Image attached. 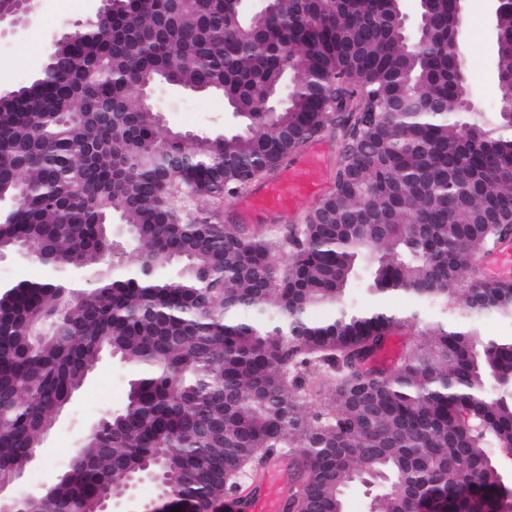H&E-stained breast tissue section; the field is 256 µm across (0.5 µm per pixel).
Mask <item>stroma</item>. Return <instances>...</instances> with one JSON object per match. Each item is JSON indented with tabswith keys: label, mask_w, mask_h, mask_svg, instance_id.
<instances>
[{
	"label": "stroma",
	"mask_w": 512,
	"mask_h": 512,
	"mask_svg": "<svg viewBox=\"0 0 512 512\" xmlns=\"http://www.w3.org/2000/svg\"><path fill=\"white\" fill-rule=\"evenodd\" d=\"M100 6V0H34L33 23L24 31L0 39V94L37 76L43 69L53 35H60L85 23ZM491 0H466L465 17L470 21L466 35L469 67L467 78L471 92L479 99L484 111L500 108V98L494 68V40L490 27ZM159 105L168 127L212 136L224 130V100L201 93L170 92ZM233 197L224 198L215 212L223 223H246L252 234L260 235L272 226L298 223L310 200L297 203L293 211L265 209L251 220H243ZM432 320H444L471 325L479 337L512 336V317L495 313L472 316L455 309H432ZM135 374L132 365L118 357L103 356L88 376L83 387L71 401L33 460L23 469L10 489L12 495H38L54 484L66 470L81 446V437L90 424L103 415L121 408L127 398L129 382Z\"/></svg>",
	"instance_id": "1"
}]
</instances>
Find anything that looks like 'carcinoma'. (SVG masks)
I'll use <instances>...</instances> for the list:
<instances>
[{
	"instance_id": "1",
	"label": "carcinoma",
	"mask_w": 512,
	"mask_h": 512,
	"mask_svg": "<svg viewBox=\"0 0 512 512\" xmlns=\"http://www.w3.org/2000/svg\"><path fill=\"white\" fill-rule=\"evenodd\" d=\"M439 20L419 54L391 23L400 0H278L264 20L225 0L169 19L168 0H121L49 51L40 77L0 106V219L7 251L40 248L98 273L99 298L73 302L56 279L6 288L0 304V472L22 470L103 353L135 365L126 405L51 487L62 512H92L91 489L122 493L147 462L181 484L190 512L236 491L275 452L290 455L293 512H344L355 483L411 480L370 512H501L491 452L512 438V339L477 337L422 311L453 305L512 316V284L476 285L477 256L512 231V117L463 108L445 49L461 20ZM497 72H512V0L497 16ZM163 79L259 102L214 137L158 141L125 125L142 88ZM335 104L336 118L321 102ZM315 131L340 142L334 189L302 223L250 236L205 205L274 175ZM191 165L171 168L167 145ZM118 215L137 262L112 251ZM410 224H429L416 236ZM278 251L291 252L280 267ZM112 270L98 272L104 257ZM178 264L176 279L167 275ZM410 295L417 309L346 304ZM321 308L332 314L318 320ZM417 327L390 370L368 369L394 328Z\"/></svg>"
}]
</instances>
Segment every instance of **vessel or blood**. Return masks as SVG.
Segmentation results:
<instances>
[{
  "label": "vessel or blood",
  "mask_w": 512,
  "mask_h": 512,
  "mask_svg": "<svg viewBox=\"0 0 512 512\" xmlns=\"http://www.w3.org/2000/svg\"><path fill=\"white\" fill-rule=\"evenodd\" d=\"M320 152L310 149L304 163L277 182L267 186L257 199L242 201L244 214H251L256 206L277 209L292 208L303 197L320 194L321 186L312 178V170L318 169ZM478 265L507 280L512 278V241H506L490 254L477 259ZM292 482L291 459L286 454L273 455L261 473L247 482L245 493L230 501L231 512H288V489Z\"/></svg>",
  "instance_id": "1"
}]
</instances>
